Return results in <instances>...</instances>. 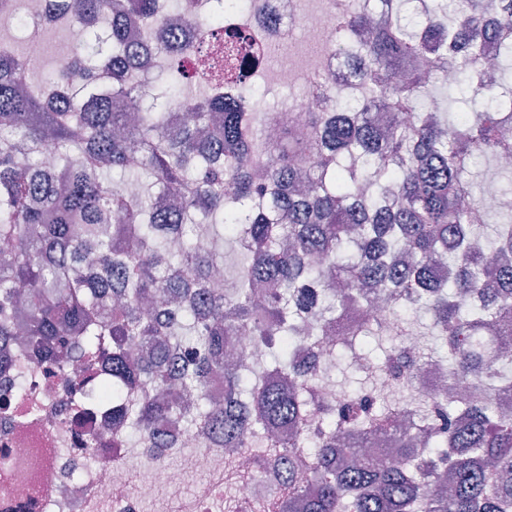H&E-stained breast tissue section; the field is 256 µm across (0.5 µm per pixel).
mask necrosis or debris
I'll use <instances>...</instances> for the list:
<instances>
[{"instance_id": "obj_1", "label": "necrosis or debris", "mask_w": 512, "mask_h": 512, "mask_svg": "<svg viewBox=\"0 0 512 512\" xmlns=\"http://www.w3.org/2000/svg\"><path fill=\"white\" fill-rule=\"evenodd\" d=\"M300 0H247L240 11L224 16L228 28L248 26L262 42L296 38L318 44L322 53L311 64L314 74L329 77L336 86L357 92L347 54L329 50L330 21L341 15L348 0H318L319 13L305 20ZM23 369L0 366V389L19 400V420L0 416V447L8 449L9 468L0 470V512H15L18 503L33 499L36 512H171L181 494L182 469L173 467L174 449L157 451L98 439L97 427L81 428L71 421L84 397L71 389L66 377L55 374L49 362L32 353L22 356ZM178 445L193 451L189 465L208 476L184 512H222L224 451L213 442L184 433Z\"/></svg>"}]
</instances>
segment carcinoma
<instances>
[{"label": "carcinoma", "instance_id": "obj_1", "mask_svg": "<svg viewBox=\"0 0 512 512\" xmlns=\"http://www.w3.org/2000/svg\"><path fill=\"white\" fill-rule=\"evenodd\" d=\"M198 0H57L50 26L86 31L39 80L25 38L0 35V364L22 343L60 369L99 356L112 369L95 398L112 399V433L172 448V419L224 448L248 434L272 436L261 470L288 485L279 512H512V207L483 203L487 183L466 175L479 161L511 177L512 0L483 21L481 0H351L331 21L335 50L363 36L350 100L324 78L310 83L324 106L298 124L257 111L251 94L224 91L249 56L244 30L224 29V10L198 39ZM132 17L140 41L126 39ZM500 35L496 72L485 68V28ZM217 60L194 94L181 60ZM467 89L475 108L452 113L440 89ZM152 99L129 115V105ZM188 112L181 126L170 112ZM392 113L386 127L376 113ZM160 194L181 206H158ZM499 222L485 235L491 219ZM209 248L196 244L199 232ZM446 261L453 279L434 275ZM379 296L404 331L423 336L414 360L435 358L466 394L379 404L346 395L321 409L312 375L296 364L294 336H375L347 326L350 310ZM429 315V332L403 312ZM248 332L274 357L244 381L224 363ZM399 346L380 367L411 385ZM224 382V399L209 385ZM430 422L402 429L394 411ZM400 448L342 463L338 436L362 444L379 430ZM313 490L286 480L300 449ZM227 512H259L235 498Z\"/></svg>", "mask_w": 512, "mask_h": 512}]
</instances>
